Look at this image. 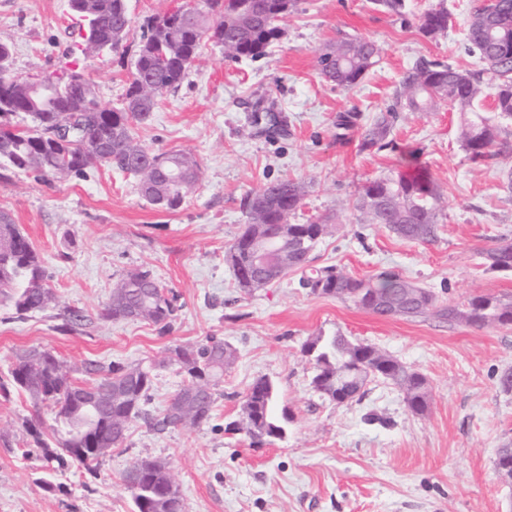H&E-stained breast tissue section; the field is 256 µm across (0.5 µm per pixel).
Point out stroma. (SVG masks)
<instances>
[{"instance_id":"stroma-1","label":"stroma","mask_w":512,"mask_h":512,"mask_svg":"<svg viewBox=\"0 0 512 512\" xmlns=\"http://www.w3.org/2000/svg\"><path fill=\"white\" fill-rule=\"evenodd\" d=\"M483 2L405 0L399 17L373 0H297L281 22L283 37L258 61H229L222 48L202 43L197 66L135 130L147 149L181 150L200 161L202 176L177 210L150 205L136 179L105 168L51 187L22 172L0 182V211L41 255L57 296L56 305L18 319L0 295V378L32 348L54 351L80 383L92 360H153L149 409L157 414L183 381L176 366L162 363L166 349L217 336L236 350L209 424L158 433L134 421L95 472H56L57 492L43 487V452L26 432L33 422L51 435V410L14 390L0 394V512H134L123 474L142 457L171 461L185 512H512V482L494 465L498 449L512 448V391L499 385L512 371V325L379 317L312 293L294 275L247 293L224 261L246 222V196L288 177L306 186L295 223L328 216L335 226L313 251L315 266L359 278L393 269L450 305L475 295L512 297V272L485 264L487 250L512 240V120L500 124L508 150L484 163L464 150L463 117L445 105L399 113L390 133L396 150L360 147L362 132L393 104L404 73L423 59L474 75L483 90L476 109L495 117L491 76L467 40L471 14ZM176 3L126 0L135 30L124 51L83 62L102 103L122 99L138 25ZM442 6L451 16L447 31L424 36L421 16ZM67 12L68 0H0V43L12 49L14 74L58 64L72 41L62 26ZM355 38L374 41L379 60L344 89L321 77L317 60L328 46ZM265 113L286 117L287 136L269 137L255 124ZM347 113L356 114V125L340 140L336 118ZM403 150L416 151L439 188L438 233L429 244L359 223L354 208L368 181L400 171ZM140 268L178 296L171 332L97 317L115 285ZM64 306L84 310L91 323L61 330ZM339 333L422 374L428 412L413 414L390 382L372 381L341 405L315 392V362L303 346ZM259 378L273 383L288 420L284 439L254 446L232 426Z\"/></svg>"}]
</instances>
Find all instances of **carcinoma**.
I'll return each mask as SVG.
<instances>
[{"instance_id": "obj_1", "label": "carcinoma", "mask_w": 512, "mask_h": 512, "mask_svg": "<svg viewBox=\"0 0 512 512\" xmlns=\"http://www.w3.org/2000/svg\"><path fill=\"white\" fill-rule=\"evenodd\" d=\"M84 0H68L69 15L75 20L79 40L63 54V59L42 76L55 82L56 97L42 110L30 105L25 87L30 76L11 72V48L0 43V182L11 174L24 172L37 182L51 186L64 178H81L91 168H108L142 178L137 166L157 165L164 170L152 189H142V197L151 205L176 210L199 177V163L184 152H153L135 137L134 129L145 125L160 101L180 86L194 65L202 38L224 48L231 60L257 59L282 35L281 20L295 6V0H206L208 11L179 20L174 10L147 19L141 26L138 49L131 78L116 105L102 103L92 81L80 67V58L91 54L118 52L131 28L118 34L115 26L127 11L125 0H94L90 13L83 12ZM448 11L439 8L427 12L420 31L435 37L448 29ZM467 39L475 48L497 85H512V0H495L475 7L468 26ZM376 44L367 39L340 41L319 55L322 77L339 87L357 83L374 64ZM481 87L471 74L450 65L424 61L407 71L400 82L395 103L362 134L363 150H381L388 140L396 113L429 112L446 102L464 114H471L461 130L464 149L474 161L495 155L499 128L490 119L474 111ZM24 114L31 124L19 126L15 117ZM75 127L68 141L55 138L61 127ZM306 190L295 179H278L248 195L243 207L247 224L227 248L236 257L238 269L247 271L253 262L252 236L261 224H283L296 215ZM438 186L427 167L416 165L394 177L378 178L363 188L356 201L362 224H381L400 238L432 243L437 238ZM333 228L326 218H312L305 224L288 225L294 238L284 243L288 253L282 258L285 273L299 272L301 283L320 295L336 297L371 310L373 288L398 291L396 314L414 317L433 316L448 322H464L477 328L505 326L512 320L509 297L474 296L462 307L448 305L432 291L402 277L391 269L366 279L349 276L331 266L315 268L311 253ZM489 270L512 262V242L504 241L485 254ZM0 290L7 292L15 314L21 317L57 303L48 285L42 260L26 237L13 224L9 213L0 212ZM131 309L140 311L139 320L150 323L162 333L172 330L176 319V297L165 291L150 269L129 272L113 289L110 300L98 312L102 321L127 319ZM58 317L61 328L73 331L87 321L79 309L66 307ZM303 351L315 353L316 376L321 378L315 391L336 400V375L346 371L371 374L372 378L391 381L404 393L410 411L423 415L428 409V386L418 372L407 374V367L390 354L370 345L353 342L341 335L318 336L304 345ZM235 359L234 349L221 339L209 337L191 345H176L166 350L162 362L177 365L185 373L182 387L174 399H183L195 385L208 390V404L197 410L185 408L182 419L166 412L150 413L154 374L151 368L90 361L85 373L95 376L92 388L101 391L105 405L98 412L81 408L70 397L75 383L72 371L54 352L31 349L17 356L9 371V382L0 381V390L13 387L27 394L37 406L50 405L63 429L53 440L42 439L38 425L30 424L28 434L42 448L44 459L57 468L70 465L91 472L111 449L103 444L112 437V425L118 422L129 429L136 419L157 431L195 429L209 423L218 398L217 382L224 368ZM235 430L245 434L253 445L273 443L284 437L285 429L275 414V389L271 381L255 380L244 395L242 416ZM153 458L136 460L127 472L142 474L139 488L132 490L136 512H156L155 502L169 493L182 499L180 490L152 479Z\"/></svg>"}]
</instances>
